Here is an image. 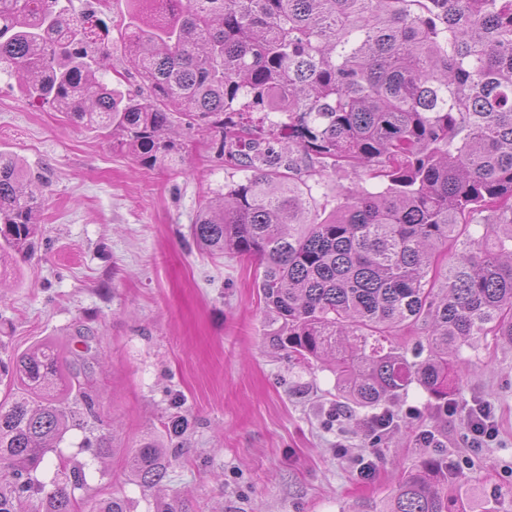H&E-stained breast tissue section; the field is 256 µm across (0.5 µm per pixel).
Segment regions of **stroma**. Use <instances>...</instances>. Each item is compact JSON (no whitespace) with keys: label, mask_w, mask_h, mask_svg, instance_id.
I'll use <instances>...</instances> for the list:
<instances>
[{"label":"stroma","mask_w":512,"mask_h":512,"mask_svg":"<svg viewBox=\"0 0 512 512\" xmlns=\"http://www.w3.org/2000/svg\"><path fill=\"white\" fill-rule=\"evenodd\" d=\"M180 142L177 168H144L0 77V152L46 182L33 255L0 264V359L42 342L67 351L75 325L93 331L84 384L96 413L60 445L88 464L90 494L132 512H382L401 474L436 456L478 512H512V347L490 336L462 347L457 415H439L414 385L371 441L374 410L340 409L333 372L272 345L255 264L192 242L201 206L244 171L219 158L214 135L185 129ZM485 401L498 437L473 449L459 412ZM178 415L189 427L167 445V481L138 486L127 457ZM424 430L440 432L439 448L419 443ZM91 433L107 439L96 461L78 450ZM358 454L377 456L373 478L358 475Z\"/></svg>","instance_id":"1"}]
</instances>
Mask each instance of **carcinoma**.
Returning <instances> with one entry per match:
<instances>
[{"mask_svg": "<svg viewBox=\"0 0 512 512\" xmlns=\"http://www.w3.org/2000/svg\"><path fill=\"white\" fill-rule=\"evenodd\" d=\"M126 2L137 90L104 78L101 11L63 0H0V74L149 169L181 161V123L220 134L221 157L244 148L230 158L250 175L201 207L193 241L257 261L272 342L331 359L339 397L374 409L417 383L448 414L460 347L512 346V0ZM340 170L353 180L328 212L311 179ZM44 203V184L0 152V259L30 256ZM418 331L428 347L411 361L399 338ZM0 378V512L31 496L76 512L83 470L57 458L51 490L36 473L72 426L69 403L93 414L95 398L52 343L0 361ZM126 465L153 488L170 461L150 437ZM460 494L430 457L384 512H466ZM91 512L130 507L112 497Z\"/></svg>", "mask_w": 512, "mask_h": 512, "instance_id": "1", "label": "carcinoma"}]
</instances>
